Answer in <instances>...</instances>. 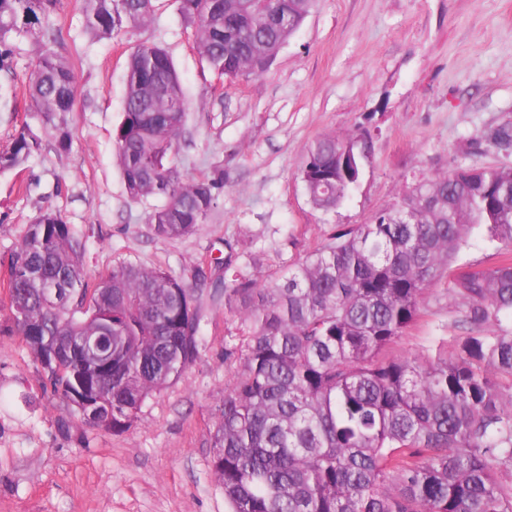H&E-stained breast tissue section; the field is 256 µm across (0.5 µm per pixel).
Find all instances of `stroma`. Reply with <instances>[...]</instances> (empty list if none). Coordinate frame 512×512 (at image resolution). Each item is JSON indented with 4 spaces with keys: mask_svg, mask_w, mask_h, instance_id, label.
<instances>
[{
    "mask_svg": "<svg viewBox=\"0 0 512 512\" xmlns=\"http://www.w3.org/2000/svg\"><path fill=\"white\" fill-rule=\"evenodd\" d=\"M147 26L93 38L79 0H58L57 53L77 95L65 115L70 148L57 149L25 97L0 120V151L22 126L41 148L20 173L0 174V254L41 210L60 212L83 236L90 279L136 263L190 287L225 258L266 281L330 234L367 222L415 185L457 168H512V0H315L269 70L229 80L194 48L178 0H154ZM141 43L170 55L187 101L179 137L186 179H215L218 204L184 239L156 236L159 201L131 200L113 132L123 116L126 60ZM365 134L356 189L336 209L315 208L300 179L309 146L327 134ZM507 245L473 230L456 266L495 264ZM201 287V286H200ZM204 289V288H203ZM460 302L430 285L415 323L389 348L409 357L443 339L454 346ZM198 359L146 399L121 433L93 427L46 381L0 296V512H231L212 466L216 408L238 364L242 329L205 288Z\"/></svg>",
    "mask_w": 512,
    "mask_h": 512,
    "instance_id": "stroma-1",
    "label": "stroma"
}]
</instances>
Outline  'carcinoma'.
<instances>
[{
    "instance_id": "obj_1",
    "label": "carcinoma",
    "mask_w": 512,
    "mask_h": 512,
    "mask_svg": "<svg viewBox=\"0 0 512 512\" xmlns=\"http://www.w3.org/2000/svg\"><path fill=\"white\" fill-rule=\"evenodd\" d=\"M314 0H179L195 49L230 80L265 73ZM57 0H0V56L13 37L38 46L26 96L69 149L77 92L52 50ZM87 30L110 39L148 24L153 0H81ZM123 117L113 139L129 197H159L155 235L183 239L216 205L218 181H187L179 136L187 108L167 52L127 58ZM13 72L0 65L4 111ZM354 135L309 148L301 180L313 205L338 207L357 185ZM40 149L27 127L0 151V173ZM418 212L421 224H398ZM332 234L271 282L224 260L214 293L245 336L212 435V470L231 512H512V260L452 266L472 230L512 245V169L465 168L419 183L401 203ZM84 244L46 209L8 254L12 320L54 391L93 426L130 428L145 400L199 355L201 294L159 267L124 264L95 282ZM448 280L464 304L456 348L410 358L385 351L417 319L427 287ZM112 336V365L86 361L77 340ZM66 361L61 372L56 358Z\"/></svg>"
}]
</instances>
